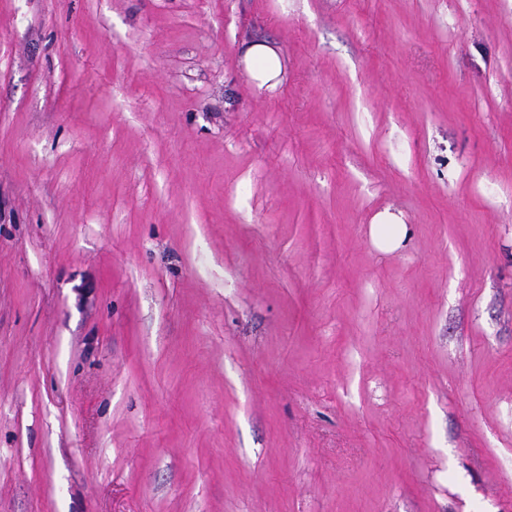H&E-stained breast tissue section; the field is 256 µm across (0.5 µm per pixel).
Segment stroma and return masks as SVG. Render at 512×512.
Instances as JSON below:
<instances>
[{
	"mask_svg": "<svg viewBox=\"0 0 512 512\" xmlns=\"http://www.w3.org/2000/svg\"><path fill=\"white\" fill-rule=\"evenodd\" d=\"M0 512H512V0H0ZM246 68L262 84L277 80L281 75V63L276 50L265 42H254L244 49Z\"/></svg>",
	"mask_w": 512,
	"mask_h": 512,
	"instance_id": "obj_1",
	"label": "stroma"
}]
</instances>
